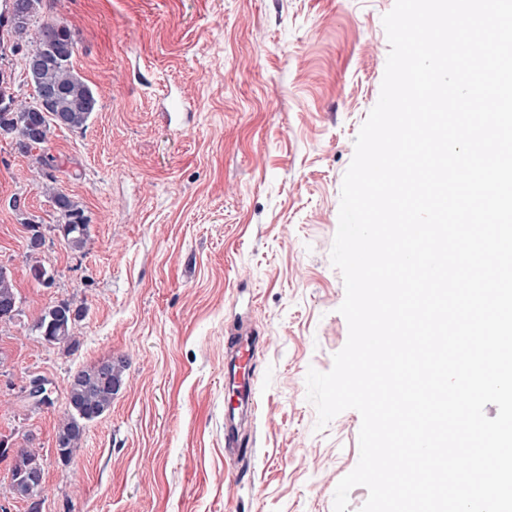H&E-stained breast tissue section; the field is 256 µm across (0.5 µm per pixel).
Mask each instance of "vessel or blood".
I'll return each mask as SVG.
<instances>
[{
	"instance_id": "1",
	"label": "vessel or blood",
	"mask_w": 512,
	"mask_h": 512,
	"mask_svg": "<svg viewBox=\"0 0 512 512\" xmlns=\"http://www.w3.org/2000/svg\"><path fill=\"white\" fill-rule=\"evenodd\" d=\"M253 332L244 328L236 333L234 345L224 368V387L232 393L233 403L224 411V446L233 455H240L243 442L239 429L248 413L255 406L257 387L252 372Z\"/></svg>"
}]
</instances>
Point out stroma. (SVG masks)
I'll return each mask as SVG.
<instances>
[{
  "mask_svg": "<svg viewBox=\"0 0 512 512\" xmlns=\"http://www.w3.org/2000/svg\"><path fill=\"white\" fill-rule=\"evenodd\" d=\"M394 2L43 0L42 21L71 29L98 109L43 147L88 218L79 252L37 187L35 156L0 140V265L20 309L0 333V438L21 448L34 436L41 512H333L361 416L317 429L305 377L329 371L348 338L330 254ZM27 217L52 287L30 273ZM63 299L87 307L70 348L32 329ZM243 318L259 336L258 391L236 460L224 453V363ZM111 356L126 359L125 384L61 460L67 381ZM35 377L51 405L28 399Z\"/></svg>",
  "mask_w": 512,
  "mask_h": 512,
  "instance_id": "stroma-1",
  "label": "stroma"
}]
</instances>
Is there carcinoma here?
<instances>
[{"label": "carcinoma", "mask_w": 512, "mask_h": 512, "mask_svg": "<svg viewBox=\"0 0 512 512\" xmlns=\"http://www.w3.org/2000/svg\"><path fill=\"white\" fill-rule=\"evenodd\" d=\"M17 10L22 12L19 20L14 21L0 14V28L9 27L13 38L12 49L31 45L28 54L40 53L42 66L36 75L28 74L26 79L34 91H59L57 100L50 105V111L58 114L65 127L82 129L92 113L96 111L98 100L92 87L85 82L72 66L77 43L71 30L59 23L38 22L43 0H14ZM35 106L18 99L10 84L0 72V136L14 140L15 149L25 155L43 146L32 137L28 118ZM40 188L53 202L58 214L59 229L67 246L74 251L86 247L89 238V224L84 211L69 195L55 186L51 175L40 177ZM31 236L26 260L30 263L33 278L41 285L49 287L54 276L39 260L40 249L35 240L42 237L40 225L26 218ZM18 300L11 271L0 266V305ZM86 313L84 304L66 300L63 306L46 307L34 324V330L42 339H54L59 344L72 347L77 340L71 334L73 324ZM126 362L121 358H109L91 367L75 372L68 381L67 407L58 420L56 439L61 441L57 450L71 457L83 436L87 423L92 422L112 407V400L124 383ZM12 470L29 474H44L43 458L35 448L22 453ZM42 485L39 483H12L14 496L30 500L40 497Z\"/></svg>", "instance_id": "1"}]
</instances>
